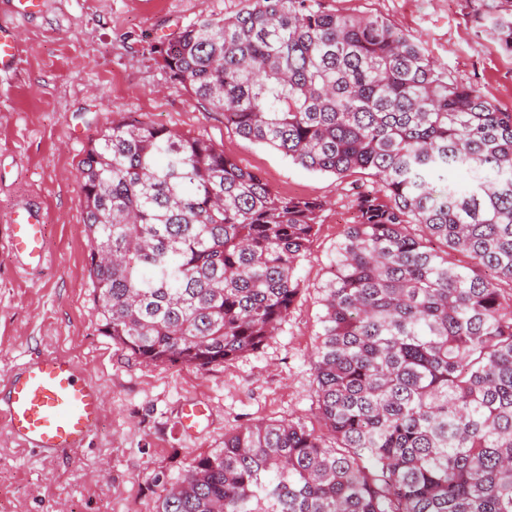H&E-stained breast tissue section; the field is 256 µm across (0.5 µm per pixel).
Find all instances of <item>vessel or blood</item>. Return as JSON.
Listing matches in <instances>:
<instances>
[{
    "instance_id": "1",
    "label": "vessel or blood",
    "mask_w": 512,
    "mask_h": 512,
    "mask_svg": "<svg viewBox=\"0 0 512 512\" xmlns=\"http://www.w3.org/2000/svg\"><path fill=\"white\" fill-rule=\"evenodd\" d=\"M17 60L12 30L0 27V72ZM45 226L40 211L21 207L6 230L13 253L42 266ZM0 394V424L14 438L46 453L82 447L102 419L103 394L68 357L45 354L11 372Z\"/></svg>"
}]
</instances>
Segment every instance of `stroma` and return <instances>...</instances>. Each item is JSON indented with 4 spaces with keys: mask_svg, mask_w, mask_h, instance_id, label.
<instances>
[{
    "mask_svg": "<svg viewBox=\"0 0 512 512\" xmlns=\"http://www.w3.org/2000/svg\"><path fill=\"white\" fill-rule=\"evenodd\" d=\"M341 14H375L413 37L450 78L512 110V56L473 23L466 0H320ZM247 0H43L22 17L0 0V26L18 41L0 75V226L27 204L44 217L46 260L23 267L0 246V382L44 353L71 358L99 384L104 412L85 447L63 458L23 447L0 425V512H158L164 489L245 424L293 419L318 427L311 356L319 287L354 211L348 183L225 129L147 53L204 17ZM120 120L210 140L282 195L324 200L318 232L297 267L300 292L281 332L259 351L205 370L150 364L106 336L91 296L79 164L90 141ZM189 403L206 414L178 424Z\"/></svg>",
    "mask_w": 512,
    "mask_h": 512,
    "instance_id": "1",
    "label": "stroma"
}]
</instances>
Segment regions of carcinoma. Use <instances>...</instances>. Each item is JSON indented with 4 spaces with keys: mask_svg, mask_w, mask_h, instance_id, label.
Here are the masks:
<instances>
[{
    "mask_svg": "<svg viewBox=\"0 0 512 512\" xmlns=\"http://www.w3.org/2000/svg\"><path fill=\"white\" fill-rule=\"evenodd\" d=\"M469 2L512 56V0ZM149 53L225 128L340 181L373 178L351 187L320 286L315 398L331 442L299 420L241 427L159 512H512V112L387 19L318 0H250ZM79 172L112 341L206 369L277 335L321 198L140 122H111Z\"/></svg>",
    "mask_w": 512,
    "mask_h": 512,
    "instance_id": "cac0c4a2",
    "label": "carcinoma"
}]
</instances>
